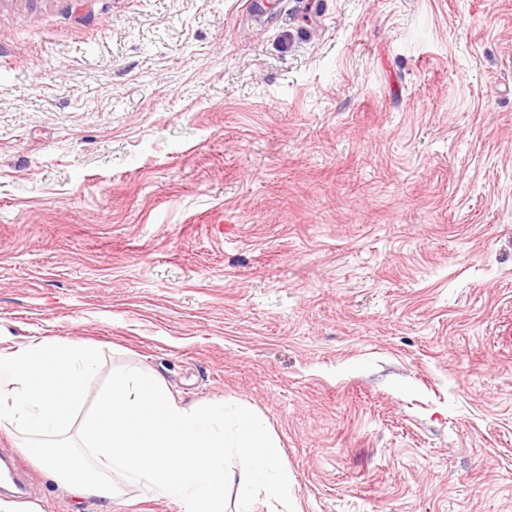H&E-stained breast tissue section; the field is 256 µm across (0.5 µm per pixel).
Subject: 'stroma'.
Masks as SVG:
<instances>
[{
  "mask_svg": "<svg viewBox=\"0 0 512 512\" xmlns=\"http://www.w3.org/2000/svg\"><path fill=\"white\" fill-rule=\"evenodd\" d=\"M34 336L253 408L302 512H512V0H0Z\"/></svg>",
  "mask_w": 512,
  "mask_h": 512,
  "instance_id": "obj_1",
  "label": "stroma"
}]
</instances>
